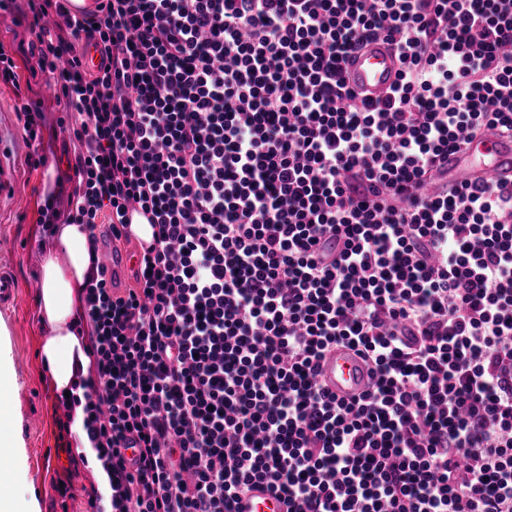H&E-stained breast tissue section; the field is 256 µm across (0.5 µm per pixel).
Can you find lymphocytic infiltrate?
<instances>
[{"instance_id":"1","label":"lymphocytic infiltrate","mask_w":512,"mask_h":512,"mask_svg":"<svg viewBox=\"0 0 512 512\" xmlns=\"http://www.w3.org/2000/svg\"><path fill=\"white\" fill-rule=\"evenodd\" d=\"M28 7L78 144L43 233L153 228L135 287L100 266L81 293L95 376L58 406L108 477L90 512H237L258 484L286 512H512V187L427 190L512 135V0ZM375 40L401 69L372 101L345 70ZM339 344L371 378L348 400L317 381Z\"/></svg>"}]
</instances>
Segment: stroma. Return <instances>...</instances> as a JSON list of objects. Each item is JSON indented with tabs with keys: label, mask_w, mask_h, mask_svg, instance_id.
Instances as JSON below:
<instances>
[{
	"label": "stroma",
	"mask_w": 512,
	"mask_h": 512,
	"mask_svg": "<svg viewBox=\"0 0 512 512\" xmlns=\"http://www.w3.org/2000/svg\"><path fill=\"white\" fill-rule=\"evenodd\" d=\"M27 0H16L12 12L0 22V44L16 61L18 86L0 84V170L8 175L0 190V272L14 284L11 296L0 302V322L6 332L0 348L6 349L15 370L16 386L11 406L18 420L17 434L24 452L27 478L41 512H85L96 486L91 470L80 462H69L56 448V397L45 386L38 357L40 332L34 294L38 287L42 249L39 245L38 209L57 176L59 163L73 156V136L60 122L54 89L44 73L31 69L29 58L34 37ZM42 102L45 107L44 137L47 162L34 167L28 162L30 148L17 105L20 98ZM57 466H47V458ZM69 481L68 498L54 490L58 480Z\"/></svg>",
	"instance_id": "obj_1"
}]
</instances>
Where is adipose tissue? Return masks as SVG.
I'll list each match as a JSON object with an SVG mask.
<instances>
[{"label":"adipose tissue","mask_w":512,"mask_h":512,"mask_svg":"<svg viewBox=\"0 0 512 512\" xmlns=\"http://www.w3.org/2000/svg\"><path fill=\"white\" fill-rule=\"evenodd\" d=\"M35 304L42 340L38 356L47 371L46 386L53 394L70 390L77 377H90L91 329L83 320L81 289L96 269V257L81 224H58L46 243ZM12 376L7 353L0 351V512H17L13 489L19 480V457L11 438Z\"/></svg>","instance_id":"obj_1"}]
</instances>
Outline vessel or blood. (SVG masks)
<instances>
[{"instance_id":"b4317fda","label":"vessel or blood","mask_w":512,"mask_h":512,"mask_svg":"<svg viewBox=\"0 0 512 512\" xmlns=\"http://www.w3.org/2000/svg\"><path fill=\"white\" fill-rule=\"evenodd\" d=\"M399 64L393 50L386 44L374 42L366 45L348 64V84L360 97L378 100L384 98L398 80ZM482 150L468 148L448 157V171L453 179L473 184L486 181L512 184V137L504 138L488 133L482 140ZM150 216L141 210L127 214V224L122 235L131 237L135 251L114 253L111 248L101 247L100 261L113 275L136 264L138 252L147 248L148 240L135 236L132 227L149 223ZM319 382L337 398L348 399L366 391L370 384L368 370L353 351L345 347L333 349L320 362ZM238 512H284L283 504L267 488L259 485L241 498Z\"/></svg>"}]
</instances>
